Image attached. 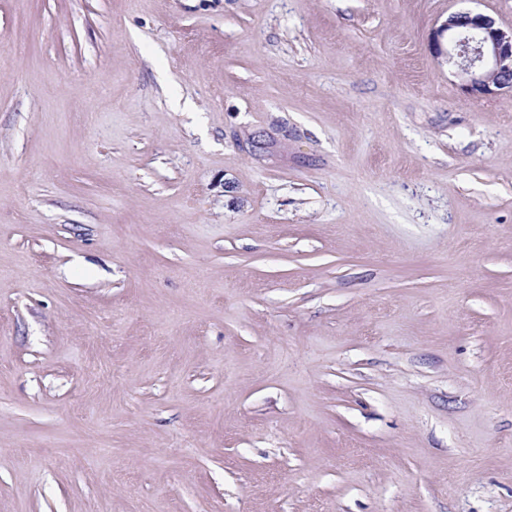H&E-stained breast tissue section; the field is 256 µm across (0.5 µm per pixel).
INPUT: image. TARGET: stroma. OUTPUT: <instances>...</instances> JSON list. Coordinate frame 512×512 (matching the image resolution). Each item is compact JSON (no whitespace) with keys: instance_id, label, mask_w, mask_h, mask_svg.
I'll return each mask as SVG.
<instances>
[{"instance_id":"obj_1","label":"stroma","mask_w":512,"mask_h":512,"mask_svg":"<svg viewBox=\"0 0 512 512\" xmlns=\"http://www.w3.org/2000/svg\"><path fill=\"white\" fill-rule=\"evenodd\" d=\"M512 0H0V512H512ZM447 34L449 62L469 94L487 97L512 92V28L503 30L482 13H451L435 32L437 54L440 38Z\"/></svg>"}]
</instances>
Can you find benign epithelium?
Here are the masks:
<instances>
[{
	"label": "benign epithelium",
	"mask_w": 512,
	"mask_h": 512,
	"mask_svg": "<svg viewBox=\"0 0 512 512\" xmlns=\"http://www.w3.org/2000/svg\"><path fill=\"white\" fill-rule=\"evenodd\" d=\"M447 37L448 61L466 91L479 97L512 91V28L503 30L482 13L455 12L435 32L437 54L440 38Z\"/></svg>",
	"instance_id": "1"
}]
</instances>
